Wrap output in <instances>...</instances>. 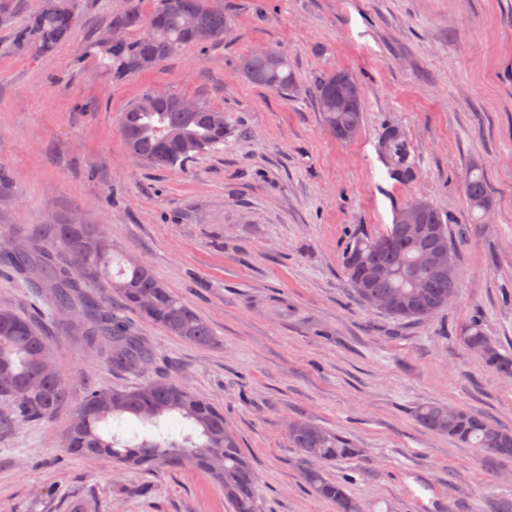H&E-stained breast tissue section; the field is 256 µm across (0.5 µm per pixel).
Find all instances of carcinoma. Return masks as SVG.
Masks as SVG:
<instances>
[{"mask_svg":"<svg viewBox=\"0 0 512 512\" xmlns=\"http://www.w3.org/2000/svg\"><path fill=\"white\" fill-rule=\"evenodd\" d=\"M76 22L74 0H52L39 6L14 30L17 47L33 54L53 52L71 35ZM111 29L118 41L98 53L110 60L114 76L151 68L185 46L200 45L197 32H211L210 42L224 38L227 19L217 0H154L144 13L128 6L112 15ZM238 69L249 82L277 92L294 83L288 56L279 49L243 55ZM323 128L337 140L344 130L362 125L363 88L343 72L318 73L309 85ZM149 90L132 102L120 117V132L128 152L154 168L183 167L194 155L224 143L230 130L224 111L198 103L193 112L181 106L182 96L168 93L149 107ZM408 143L404 132L389 126L379 149L394 177L410 181L415 171L405 160ZM470 209L487 212L493 206L483 171L472 166L465 177ZM425 235L412 239L401 224H391L376 237H354L347 247L344 269L354 296L373 307L375 295L398 299L385 314L398 320L425 321L448 307V274L423 267L419 252L427 245L451 250L458 269L450 229L441 213L422 201ZM19 247L0 245V266L32 288L45 292L49 316L63 311L82 328L89 350L103 356L112 370L124 375L143 374L156 352L139 325L114 310L96 291L121 298L141 318L197 346H209L214 335L209 324L181 297L175 295L139 262L112 274V243L100 224H53L48 235L35 240L22 226L3 235ZM464 344L477 353L492 373L512 377V353H503L487 336L482 324L471 322ZM10 405L7 423L48 420L72 403V387L51 357L49 336L41 322L8 306L0 307V403ZM63 440V450L80 458H106L125 471L189 466L208 473L224 490L232 512H257L255 471L244 454L236 432L224 421V412L205 398L167 377H156L121 387L87 390L75 408ZM413 419L424 430L445 435L457 443L477 448L489 460L512 459V429L491 427L480 416L440 402L415 408ZM289 440L305 462L303 479L313 496L333 503L336 512H359L343 482L316 467L361 456L349 438L309 420L296 419L288 427Z\"/></svg>","mask_w":512,"mask_h":512,"instance_id":"carcinoma-1","label":"carcinoma"}]
</instances>
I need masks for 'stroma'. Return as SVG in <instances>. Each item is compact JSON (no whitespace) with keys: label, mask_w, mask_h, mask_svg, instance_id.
Instances as JSON below:
<instances>
[{"label":"stroma","mask_w":512,"mask_h":512,"mask_svg":"<svg viewBox=\"0 0 512 512\" xmlns=\"http://www.w3.org/2000/svg\"><path fill=\"white\" fill-rule=\"evenodd\" d=\"M223 41L188 46L113 78L94 54L125 0H76L72 36L53 53L18 49L0 23V235L13 224H102L116 250L148 266L210 325L189 344L143 323L165 375L224 412L258 472L259 512H336L306 487L288 438L301 418L350 438L360 457L325 464L360 512H488L512 499V462L490 461L419 427L429 401L512 428V380L462 342L471 321L512 351V0H220ZM287 53L288 93L249 83L242 55ZM346 70L362 84L358 137L322 127L308 87ZM148 89L222 109L231 133L180 169L132 158L119 118ZM402 129L415 176L400 182L378 151ZM483 169L493 207L474 223L464 192ZM412 199L457 232L455 300L418 324L353 295L342 253L377 235ZM41 318L31 288L0 271V306ZM52 357L74 398L120 387L67 323L47 322ZM0 431V512H232L223 489L185 467L132 473L65 455L73 416ZM130 485L140 496L125 494Z\"/></svg>","instance_id":"1"}]
</instances>
